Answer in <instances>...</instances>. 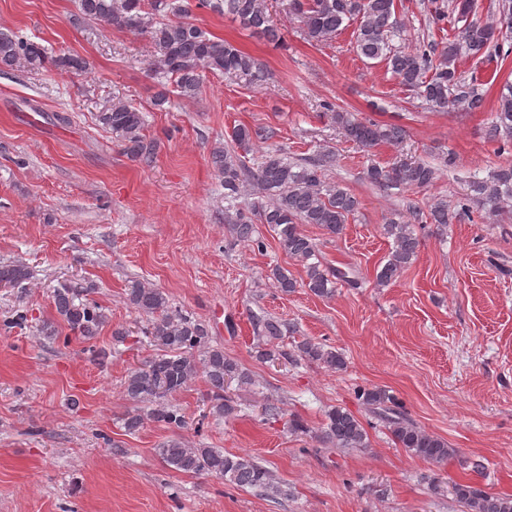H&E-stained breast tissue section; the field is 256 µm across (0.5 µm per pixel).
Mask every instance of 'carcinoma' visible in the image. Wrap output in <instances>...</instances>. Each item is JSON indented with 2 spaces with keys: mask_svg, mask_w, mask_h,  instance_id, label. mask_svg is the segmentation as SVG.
I'll return each instance as SVG.
<instances>
[{
  "mask_svg": "<svg viewBox=\"0 0 512 512\" xmlns=\"http://www.w3.org/2000/svg\"><path fill=\"white\" fill-rule=\"evenodd\" d=\"M83 19L104 23L149 37L153 54L147 71L157 83L155 105L169 102L168 85L179 95L193 98L200 91L207 72L236 78L253 87H265L272 74L265 64L233 44L209 36L194 22V10L208 9L229 16L245 28L277 44L282 33L269 12L267 0H76ZM475 0H453L448 10L437 7L428 23L444 21L463 23L448 41L417 40L412 46H397L403 25L396 12V0H289V13L302 24L308 41H328L356 22L353 50L360 57L385 64L398 84L413 92L430 108L446 112L463 107L477 112L484 107V95L477 80L466 81L458 71L461 55L480 58L495 42L496 28L482 25L469 16L475 13ZM40 71L55 69L72 74L88 71L87 61L75 54H55L47 46L23 35L0 32V71L13 69ZM327 111L344 139L359 147L380 144L398 145L405 135L403 128L364 121L352 112L325 102ZM98 124L115 135L125 155L134 161H149L156 152L155 140L144 134L145 116L126 101L116 100L97 113ZM276 136L270 127L252 129L242 125L232 132L235 147H215L210 161L215 176L224 186V224L229 235L253 250L267 249L258 225L265 224L277 238L279 249L301 266L305 278L297 280L280 265L270 269L269 279L283 294L303 287L318 298H330L341 282L351 287L358 280L324 264L317 242L302 230L304 224H316L327 234L338 236L345 224L358 212V198L339 183L329 182L326 172L336 166V153L321 150L306 158H289L284 149L268 146L247 164L241 148L248 153L255 142L265 143ZM493 140H512V85H504L498 98L494 120L488 129ZM372 185L388 189L424 190L439 177V168L423 160L400 156L388 166L372 164L364 172ZM491 216L512 211V163L498 167L485 178L469 183V193L456 208L448 201L433 197L421 206L411 202L406 213H397L381 225L390 250L385 263L376 272V280L386 285L398 279L417 256L420 245L415 227L432 224L444 231L458 212L472 206ZM29 271L23 263L0 264V285L27 292ZM93 288L81 281H65L53 289L56 318L35 326L40 336L55 340L64 336L89 342L109 322L106 309L89 298ZM129 306L147 317L144 335L158 347L159 354L146 360L126 375L122 387L125 398L134 406L123 420L125 431L133 434L146 422L158 423L173 435L157 449L170 468L183 474H210L237 487L249 488L276 500L285 490L272 471L248 454H226L221 448L191 444L177 431L187 426L185 415L168 403V397L187 388L198 376L209 387V414L228 421L241 411L236 400L225 395V387L238 388L255 384L253 374L224 355V348L211 345L207 327L172 309L168 295L151 283L133 280L128 284ZM28 311L18 310L0 322V331L26 327ZM251 324L257 338L255 357L261 362L304 361L328 371L345 368L344 356L310 337L295 338L297 326L273 316L253 317ZM293 339L292 349L285 340ZM363 404L384 422L392 439L412 456L429 463L443 464L456 456V449L443 438L430 433L407 418L395 403V397L381 387L358 391ZM319 438L336 448H369L363 422L352 412L338 406L327 409ZM452 494L468 512H512V495L488 492L472 483L453 482Z\"/></svg>",
  "mask_w": 512,
  "mask_h": 512,
  "instance_id": "obj_1",
  "label": "carcinoma"
}]
</instances>
